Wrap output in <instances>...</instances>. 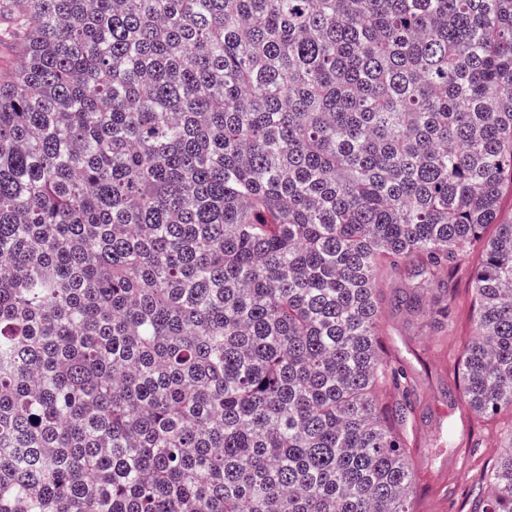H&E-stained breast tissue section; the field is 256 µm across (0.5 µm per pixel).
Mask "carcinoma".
<instances>
[{"instance_id":"1","label":"carcinoma","mask_w":512,"mask_h":512,"mask_svg":"<svg viewBox=\"0 0 512 512\" xmlns=\"http://www.w3.org/2000/svg\"><path fill=\"white\" fill-rule=\"evenodd\" d=\"M2 44L0 512H413L379 276L489 224L459 374L512 409V0H0Z\"/></svg>"}]
</instances>
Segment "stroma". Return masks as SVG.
<instances>
[{"label": "stroma", "mask_w": 512, "mask_h": 512, "mask_svg": "<svg viewBox=\"0 0 512 512\" xmlns=\"http://www.w3.org/2000/svg\"><path fill=\"white\" fill-rule=\"evenodd\" d=\"M482 259L474 247L447 275L448 324L432 314L438 297L425 292L422 312L391 304L398 293L414 292L411 270H385L381 275L382 319L378 327L383 356L402 365L412 384L414 417L408 425L422 476L415 499L417 512H470L474 496L486 495L485 472L500 457V433L512 424V411L478 416L455 392L454 379L465 341L475 332L470 275Z\"/></svg>", "instance_id": "obj_1"}]
</instances>
